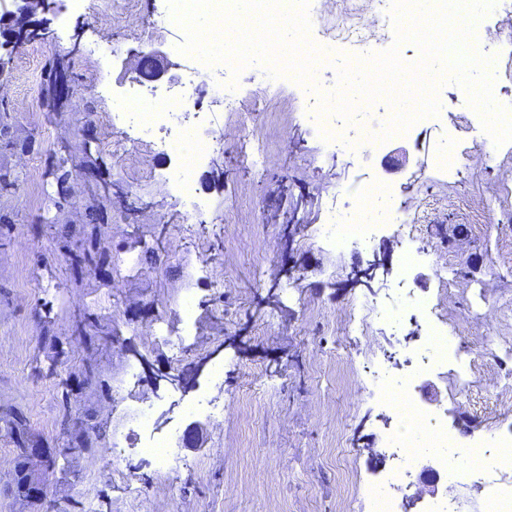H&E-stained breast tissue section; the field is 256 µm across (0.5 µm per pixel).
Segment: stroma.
Returning a JSON list of instances; mask_svg holds the SVG:
<instances>
[{
  "label": "stroma",
  "instance_id": "35a3bbf8",
  "mask_svg": "<svg viewBox=\"0 0 512 512\" xmlns=\"http://www.w3.org/2000/svg\"><path fill=\"white\" fill-rule=\"evenodd\" d=\"M157 3L112 0L97 14L48 0L45 35L13 48L0 86V512L26 510L9 485L32 437L59 451L42 512H367L364 490L392 464L380 451L396 422L371 395L368 371L381 365L397 378L423 332L409 308L401 329L371 319L348 331L350 306L397 292L390 274L367 286L350 277L380 255L395 266L410 247L427 254L407 291L433 301L480 365L465 384L447 366L425 374L416 400L434 398L463 447L512 425L500 395L512 354L480 348L490 336L512 341V154L474 147L479 119L462 87L444 84L448 110L436 121L334 155L302 86L265 84L262 66H249L234 88L242 109L228 113L212 77L198 79L211 121L196 134L223 132L224 150L195 172L210 207L187 226L189 199L161 178L177 163L163 152L169 132L141 146L110 123L113 106L139 90L127 49L159 46L178 59L157 84L164 93L179 92L195 64L179 51L180 30L147 25ZM113 43L122 54L105 52ZM447 129L457 171L445 181L432 162ZM260 139L268 151L257 171ZM399 148L408 162L397 168ZM367 182L395 189L420 227L412 236L391 225L370 245L336 248L317 229L329 209L363 207ZM258 373L265 393L245 394ZM178 374L186 388L171 384ZM203 394L218 413L189 414ZM145 407L151 425L135 428ZM194 421L201 447L178 446L177 464L159 470L145 443L182 437Z\"/></svg>",
  "mask_w": 512,
  "mask_h": 512
}]
</instances>
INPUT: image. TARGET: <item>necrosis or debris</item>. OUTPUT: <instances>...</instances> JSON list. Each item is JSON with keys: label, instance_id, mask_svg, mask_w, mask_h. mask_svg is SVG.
Here are the masks:
<instances>
[{"label": "necrosis or debris", "instance_id": "1", "mask_svg": "<svg viewBox=\"0 0 512 512\" xmlns=\"http://www.w3.org/2000/svg\"><path fill=\"white\" fill-rule=\"evenodd\" d=\"M392 0H346L341 14H333L328 7V0H310L308 15L310 19L311 41L327 50L332 42L349 44L362 55H370L374 42L385 38L393 27L391 14ZM370 11L375 20V29L360 26L356 20L359 8ZM141 111L136 115V124L129 139L143 142L152 137L156 128L169 124H178L181 132L176 141L167 142V149L183 145L180 163L177 168L166 175L167 182L180 194L193 200L192 208L184 217L185 223H195L207 208L206 199L199 197L193 185L192 170L217 148L223 147V137L209 140L195 138L193 130L199 117L196 102L190 89H183L179 94L144 95L140 101ZM364 199L371 201L373 207L362 221L347 222L336 214H328L327 222L321 229L326 239L346 246L350 243H367L373 239L382 227L391 224L411 226L415 223L402 205L396 204L389 187L367 184L361 189ZM414 309L426 320L428 353L422 356V365L439 368L454 362L460 376L474 375L477 363L468 356H451L450 351L459 345L460 338L456 329L447 323L431 318V307L427 302L417 300ZM417 419L414 429L395 427L386 435L387 447L396 449L397 461L385 474L383 480L366 495L368 512H398L397 494L408 487L416 456L423 452L431 453L437 464L436 472L443 477L448 486L461 484L471 476L511 475L512 474V429L496 431L480 437L474 446L480 451L475 463H467L462 455L455 436L449 430L437 410L415 407Z\"/></svg>", "mask_w": 512, "mask_h": 512}]
</instances>
